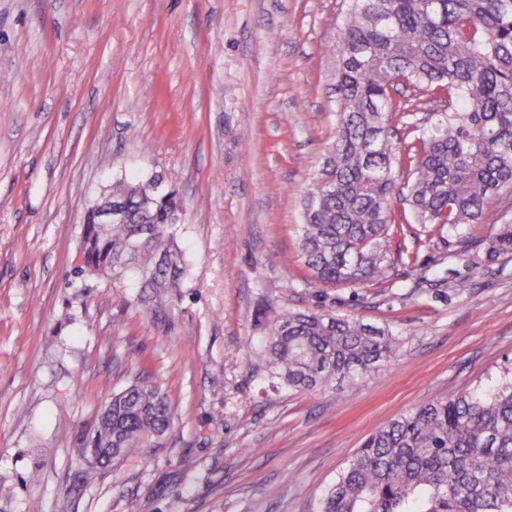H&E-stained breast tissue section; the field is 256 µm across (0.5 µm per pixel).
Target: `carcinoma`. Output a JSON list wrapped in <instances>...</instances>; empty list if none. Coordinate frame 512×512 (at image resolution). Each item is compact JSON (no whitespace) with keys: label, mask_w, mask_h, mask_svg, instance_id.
<instances>
[{"label":"carcinoma","mask_w":512,"mask_h":512,"mask_svg":"<svg viewBox=\"0 0 512 512\" xmlns=\"http://www.w3.org/2000/svg\"><path fill=\"white\" fill-rule=\"evenodd\" d=\"M337 29L334 138L302 196L299 251L313 282L356 286L388 277L389 239L414 220L433 239L512 258V223L480 234L512 195V0H345ZM425 96L427 116L401 89ZM400 124L406 136L393 133ZM159 178H120L121 224L89 213L83 271L132 279L139 301L170 310L187 275ZM264 352L295 391L355 380L390 358L393 335L358 318L271 311ZM173 431L162 390L135 382L112 394L83 440L112 460L162 447ZM320 512H512V376L462 391L370 434L320 502Z\"/></svg>","instance_id":"1"}]
</instances>
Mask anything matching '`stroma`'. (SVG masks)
<instances>
[{"mask_svg":"<svg viewBox=\"0 0 512 512\" xmlns=\"http://www.w3.org/2000/svg\"><path fill=\"white\" fill-rule=\"evenodd\" d=\"M343 0H0V512H319L366 436L512 371V259L456 241L311 284L301 192L334 135ZM160 176L186 208L169 311L78 272L87 207ZM471 286L457 290V280ZM388 327L368 376L273 387L267 309ZM167 394L172 441L80 462L113 391Z\"/></svg>","mask_w":512,"mask_h":512,"instance_id":"35a3bbf8","label":"stroma"}]
</instances>
